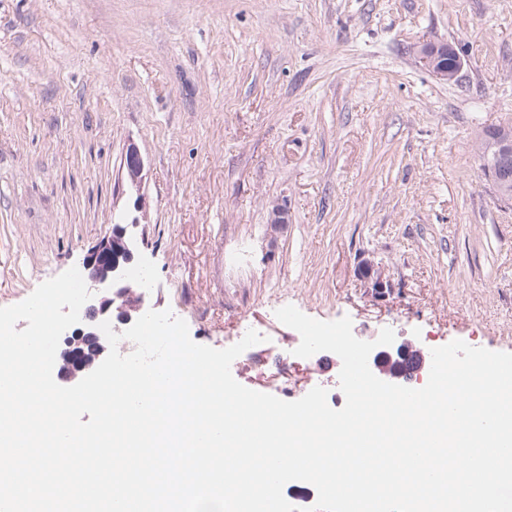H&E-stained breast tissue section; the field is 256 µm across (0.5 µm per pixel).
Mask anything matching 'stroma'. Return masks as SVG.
I'll return each instance as SVG.
<instances>
[{"instance_id":"obj_1","label":"stroma","mask_w":512,"mask_h":512,"mask_svg":"<svg viewBox=\"0 0 512 512\" xmlns=\"http://www.w3.org/2000/svg\"><path fill=\"white\" fill-rule=\"evenodd\" d=\"M422 41L464 56L458 82L418 63ZM500 123L512 0H0V307L111 232L133 143L135 265L194 342L263 336L231 364L241 385L337 390L340 358L295 356L286 305L359 339L512 353V201L478 151Z\"/></svg>"}]
</instances>
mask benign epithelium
I'll return each instance as SVG.
<instances>
[{
	"mask_svg": "<svg viewBox=\"0 0 512 512\" xmlns=\"http://www.w3.org/2000/svg\"><path fill=\"white\" fill-rule=\"evenodd\" d=\"M419 62L432 72L438 79L447 83L458 80L464 67V60L455 48L447 43L426 42L417 53ZM483 141V159L486 161L484 174L493 184L498 194L504 199H512V125H490L481 131ZM144 159L138 147L130 143L126 147L122 162L124 179L130 192L129 203L125 210L114 218L112 236L104 239L89 253L83 262L86 272L85 283L91 292V298L84 304V310L92 314V323L83 329L65 331V335L94 338L98 336L99 324L108 321L113 329L124 332L135 322V316L143 311L145 300L137 297L139 305H126L131 295L128 273L134 261V253L128 247L127 237L131 228L141 224L146 212V198L142 192L144 180ZM122 246L124 260L112 259V249ZM376 360L373 366L379 365L378 357L386 354L402 362V358L415 352L423 356V351L410 343L391 344L375 348Z\"/></svg>",
	"mask_w": 512,
	"mask_h": 512,
	"instance_id": "obj_1",
	"label": "benign epithelium"
}]
</instances>
